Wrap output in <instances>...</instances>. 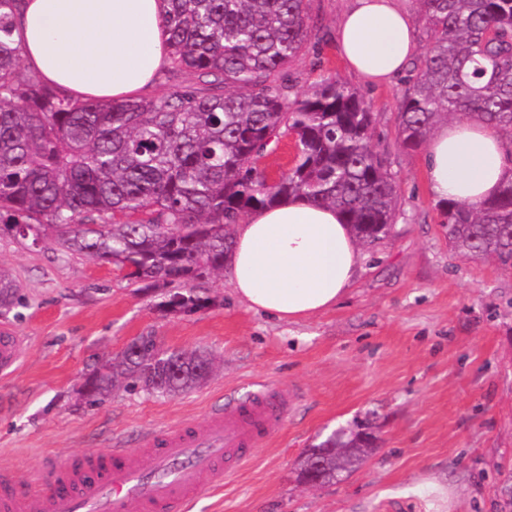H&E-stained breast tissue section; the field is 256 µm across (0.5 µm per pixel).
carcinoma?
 <instances>
[{"mask_svg": "<svg viewBox=\"0 0 512 512\" xmlns=\"http://www.w3.org/2000/svg\"><path fill=\"white\" fill-rule=\"evenodd\" d=\"M0 0V224L19 236L54 235L61 250L129 269L156 288L224 271L231 227L285 197L344 215L370 246L391 230L398 191L371 142L364 98L329 74L299 91L289 69L311 44L312 0H168L169 55L195 86L127 101L63 94L20 65L11 9ZM426 50L411 63L398 112L405 149L448 119L475 118L512 142V0H416ZM295 142L287 171L267 177L260 160L284 135ZM448 242L460 256L491 258L512 271V180L478 207L439 203ZM17 286L0 269V308ZM192 289L165 306L193 312ZM93 374L90 401L115 389L173 397L206 381L203 351L163 350L139 336ZM339 431L329 474L368 448Z\"/></svg>", "mask_w": 512, "mask_h": 512, "instance_id": "obj_1", "label": "carcinoma"}]
</instances>
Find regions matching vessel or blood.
Listing matches in <instances>:
<instances>
[{
  "label": "vessel or blood",
  "mask_w": 512,
  "mask_h": 512,
  "mask_svg": "<svg viewBox=\"0 0 512 512\" xmlns=\"http://www.w3.org/2000/svg\"><path fill=\"white\" fill-rule=\"evenodd\" d=\"M20 342L0 332L1 376L12 373ZM287 414V397L260 388L204 422L145 434L139 447L50 461L40 490L0 492V512H187L206 489L246 467Z\"/></svg>",
  "instance_id": "1"
}]
</instances>
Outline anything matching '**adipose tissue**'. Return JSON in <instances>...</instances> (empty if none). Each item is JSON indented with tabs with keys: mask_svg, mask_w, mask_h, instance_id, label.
I'll list each match as a JSON object with an SVG mask.
<instances>
[{
	"mask_svg": "<svg viewBox=\"0 0 512 512\" xmlns=\"http://www.w3.org/2000/svg\"><path fill=\"white\" fill-rule=\"evenodd\" d=\"M165 0H18L14 37L25 69L77 98L148 94L169 67ZM347 68L389 84L419 54L407 0H349L336 26ZM436 200L474 206L512 178V143L492 126L463 118L438 125L425 144ZM359 246L338 211L298 197L259 209L234 229L228 258L234 295L280 322L334 308L351 287Z\"/></svg>",
	"mask_w": 512,
	"mask_h": 512,
	"instance_id": "ef3b65f1",
	"label": "adipose tissue"
}]
</instances>
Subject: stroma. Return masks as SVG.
<instances>
[{"label":"stroma","mask_w":512,"mask_h":512,"mask_svg":"<svg viewBox=\"0 0 512 512\" xmlns=\"http://www.w3.org/2000/svg\"><path fill=\"white\" fill-rule=\"evenodd\" d=\"M312 5L318 36L290 74L301 91L336 75L369 104L372 142L398 188L389 235L361 247L336 307L285 323L237 299L227 274L194 282L202 308L171 311L169 289L64 254L53 236L35 241L0 224V265L18 286L0 327L24 339L16 371L0 379V474L14 485H33L48 460L117 439L136 447L145 432L202 421L225 397L244 400L266 384L288 397L287 416L192 512H426L413 489L431 476L452 489L451 512H512V273L451 248L423 151L397 138L404 81L362 85L335 42L347 0ZM142 335L211 352L212 376L177 397L120 390L90 403L86 378ZM365 427L379 438L374 453L324 485L300 481L308 448Z\"/></svg>","instance_id":"obj_1"}]
</instances>
